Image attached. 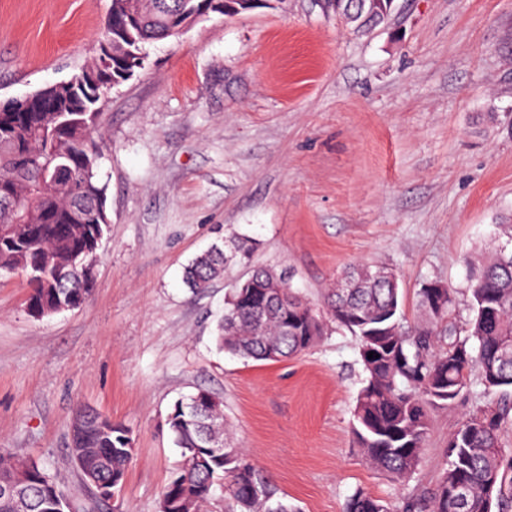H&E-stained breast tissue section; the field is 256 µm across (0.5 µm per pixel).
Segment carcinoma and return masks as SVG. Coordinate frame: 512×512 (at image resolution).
Returning <instances> with one entry per match:
<instances>
[{
  "label": "carcinoma",
  "mask_w": 512,
  "mask_h": 512,
  "mask_svg": "<svg viewBox=\"0 0 512 512\" xmlns=\"http://www.w3.org/2000/svg\"><path fill=\"white\" fill-rule=\"evenodd\" d=\"M395 0H365L359 11L347 0H333L336 13L366 33L385 22ZM208 0H112V70L132 53L145 56V45L170 37L176 25L196 16ZM101 70L95 55L78 73L17 112H0V196L11 195L18 208L0 209V225L16 224L22 233L13 243L0 240V273L21 271L32 288L29 306L56 313L73 299L84 304L94 273L69 280L57 271L83 258L97 257L109 219L106 188L97 180L101 159L96 124L103 95L90 80ZM68 170L80 193L56 180ZM502 241L475 258L469 269V319L460 331L452 320L454 291L439 281L419 290L422 320L408 324L401 311L399 288L383 279H367L356 288L335 284L325 289L322 309L281 288L280 307L266 311L271 288L281 280L256 269L229 296L219 324V347L245 359L265 360L274 345L286 359L308 350L323 335L325 319L355 337L364 378L353 410L352 432L363 458L391 481L402 483L415 472L431 426L430 410L447 406L477 377L484 394L500 401L476 406L448 436L447 466L427 499L405 498L389 503L364 490L348 497L345 512H512V453L502 448V425L512 404V249ZM250 239L241 237L227 248L215 247L196 257L186 282L203 291L235 260L249 259ZM378 357L368 358L369 352ZM174 405L169 428L182 461L164 488L173 512H202L216 484L224 486V512H298L283 501L277 488L216 428L224 445L211 447L210 423L218 421L222 403L211 393ZM125 428L92 425L76 447L86 449L89 464L101 479L124 474L134 450L127 447ZM24 476L34 496L33 512H53L63 496L75 512H103L95 498L78 499L55 474L35 460L5 457L0 448V480Z\"/></svg>",
  "instance_id": "carcinoma-1"
}]
</instances>
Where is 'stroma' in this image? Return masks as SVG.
I'll list each match as a JSON object with an SVG mask.
<instances>
[{"label": "stroma", "mask_w": 512, "mask_h": 512, "mask_svg": "<svg viewBox=\"0 0 512 512\" xmlns=\"http://www.w3.org/2000/svg\"><path fill=\"white\" fill-rule=\"evenodd\" d=\"M359 36L314 0H273L148 44L106 94L98 172L109 228L94 288L40 319L24 276L0 275V448L76 487L71 418L90 406L135 448L106 512H158L181 459L167 419L206 390L235 442L301 512H343L363 489H433L449 434L481 385L432 410L416 473L391 482L352 434L363 377L334 322L299 356L219 350L224 297L250 267L312 303L354 264L397 277L407 322L439 281L466 326V258L512 222V0H395ZM111 0H0V102L69 79L95 54ZM254 242L203 293L185 267L212 244Z\"/></svg>", "instance_id": "1"}]
</instances>
